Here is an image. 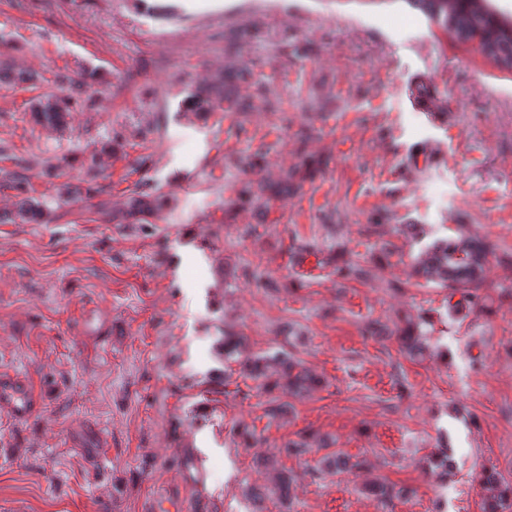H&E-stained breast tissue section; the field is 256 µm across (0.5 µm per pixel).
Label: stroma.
Segmentation results:
<instances>
[{
    "instance_id": "obj_1",
    "label": "stroma",
    "mask_w": 512,
    "mask_h": 512,
    "mask_svg": "<svg viewBox=\"0 0 512 512\" xmlns=\"http://www.w3.org/2000/svg\"><path fill=\"white\" fill-rule=\"evenodd\" d=\"M0 70L25 75L0 85V371L43 399L0 408V512H249L260 457L301 437L265 512H482L477 473L512 482V70L408 0H0ZM219 80L255 111L204 105ZM73 83L85 104L43 127ZM19 169L44 219L8 222ZM135 194L162 219L123 221ZM462 232L491 247L475 304L414 271ZM228 336L316 385L270 419ZM336 449L364 469H320Z\"/></svg>"
}]
</instances>
